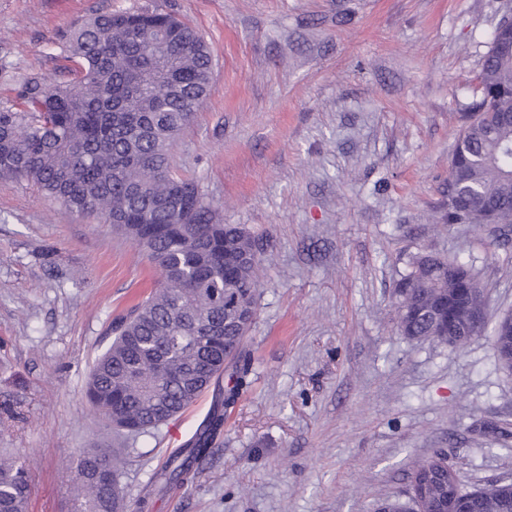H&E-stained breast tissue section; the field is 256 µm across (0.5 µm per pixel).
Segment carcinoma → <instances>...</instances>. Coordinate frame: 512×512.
<instances>
[{
    "mask_svg": "<svg viewBox=\"0 0 512 512\" xmlns=\"http://www.w3.org/2000/svg\"><path fill=\"white\" fill-rule=\"evenodd\" d=\"M78 72L22 75L13 103L0 105V177L33 181L70 210L96 217L134 239L160 271L152 292L112 327L116 337L95 361L86 398L113 428L140 435L193 404L241 352L251 323L234 298L257 305L261 240L243 224H223L198 187L170 170L169 150L207 97L213 70L204 38L161 9L99 13L72 30ZM473 120L463 126L448 166L447 224L512 225V36L492 34L479 74ZM398 331L458 348L470 340L456 307L486 312L484 287L455 258L413 256L400 275ZM495 352L512 332L495 324ZM224 427V400L166 467L165 484L187 480ZM446 459L419 463L412 478L426 496L397 512H445L467 496L475 512H512V487L461 488ZM118 460L107 448L76 455L73 512H124ZM31 491L22 456L0 453V512H27Z\"/></svg>",
    "mask_w": 512,
    "mask_h": 512,
    "instance_id": "obj_1",
    "label": "carcinoma"
}]
</instances>
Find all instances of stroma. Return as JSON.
<instances>
[{
	"label": "stroma",
	"instance_id": "1",
	"mask_svg": "<svg viewBox=\"0 0 512 512\" xmlns=\"http://www.w3.org/2000/svg\"><path fill=\"white\" fill-rule=\"evenodd\" d=\"M162 9L213 58L170 152L225 223L262 238L247 384L187 482L150 485L216 404L112 434L85 397L112 324L159 278L138 244L25 179L0 178V448L28 512H71L76 452L122 461L128 512H374L447 456L464 489L512 482V371L488 331L452 349L397 330L411 256L467 262L487 323L512 313V243L447 224L448 161L512 0H0V104L67 66L65 37L106 10Z\"/></svg>",
	"mask_w": 512,
	"mask_h": 512
}]
</instances>
